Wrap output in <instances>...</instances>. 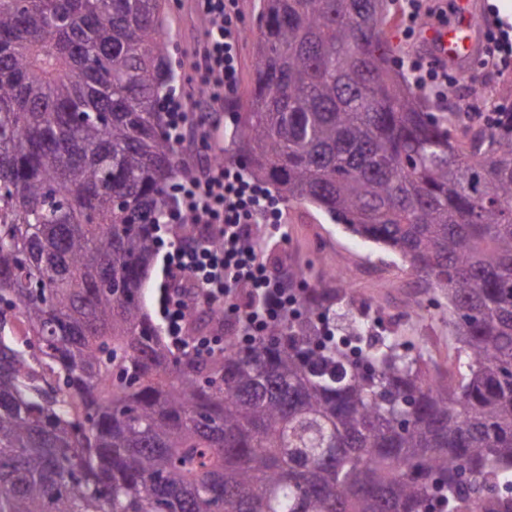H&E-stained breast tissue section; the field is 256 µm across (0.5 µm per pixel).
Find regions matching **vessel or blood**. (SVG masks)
<instances>
[{
    "instance_id": "1",
    "label": "vessel or blood",
    "mask_w": 512,
    "mask_h": 512,
    "mask_svg": "<svg viewBox=\"0 0 512 512\" xmlns=\"http://www.w3.org/2000/svg\"><path fill=\"white\" fill-rule=\"evenodd\" d=\"M477 19L469 6H462L457 22L448 27L433 24L423 29L424 45L428 53L439 63L458 67L465 59L479 52L480 45L473 34Z\"/></svg>"
}]
</instances>
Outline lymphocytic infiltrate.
<instances>
[{"label":"lymphocytic infiltrate","mask_w":512,"mask_h":512,"mask_svg":"<svg viewBox=\"0 0 512 512\" xmlns=\"http://www.w3.org/2000/svg\"><path fill=\"white\" fill-rule=\"evenodd\" d=\"M208 28L197 53L188 59L208 101L223 105L237 84L242 31L238 24V0H198ZM277 211L265 192L250 183L240 168L212 164L186 177L179 195L161 214L164 224L191 218L199 235L190 241H174L166 255V277L160 308L165 333L176 350L204 355L221 351L214 337L185 335L187 311L184 299L196 295L201 307L225 305L237 314L242 335L263 330L295 302L287 275H268L263 243L254 237L253 225L276 218ZM220 247H212L211 238ZM246 305H239L241 294Z\"/></svg>","instance_id":"lymphocytic-infiltrate-1"}]
</instances>
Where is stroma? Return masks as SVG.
<instances>
[{
	"label": "stroma",
	"instance_id": "35a3bbf8",
	"mask_svg": "<svg viewBox=\"0 0 512 512\" xmlns=\"http://www.w3.org/2000/svg\"><path fill=\"white\" fill-rule=\"evenodd\" d=\"M479 42L488 39L512 42V19L500 9L502 0H476ZM244 40L240 51L239 79L220 114V130L207 144L181 149V165L176 180L185 173L207 166L210 157L223 155L228 166H239L238 157L228 152L230 136L236 128L235 112L245 104L250 89L255 37L259 31L258 0H239ZM165 27L170 60L177 75V88L186 95L194 116H202L207 108L196 87L195 73L185 61L200 45L206 21L195 0H166ZM452 89L451 102H469L477 124L489 128L492 109L483 98L467 96L468 86L477 85L494 93L498 101L512 100V65L501 70L486 64L483 55H476L464 67L448 71ZM279 221L275 224L253 225L254 235L267 243L265 260L270 276H279L288 267L307 273L305 280L294 283L296 294L308 288H326L330 282L325 272L330 266L355 270L356 275L342 295L339 306L353 313L365 314L375 322L381 336L397 334L404 342L429 348L442 374L455 377L464 367L458 351L448 340V301L431 290L399 258L387 250L365 243L344 232L339 224L309 204H279ZM419 301L418 314H410L412 301Z\"/></svg>",
	"mask_w": 512,
	"mask_h": 512
}]
</instances>
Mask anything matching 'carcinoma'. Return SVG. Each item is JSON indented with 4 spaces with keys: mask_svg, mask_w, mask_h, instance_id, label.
<instances>
[{
    "mask_svg": "<svg viewBox=\"0 0 512 512\" xmlns=\"http://www.w3.org/2000/svg\"><path fill=\"white\" fill-rule=\"evenodd\" d=\"M395 0H260L247 175L448 298L455 383L304 316L170 353L144 301L179 169L165 0H0V512H499L512 481V111H430Z\"/></svg>",
    "mask_w": 512,
    "mask_h": 512,
    "instance_id": "obj_1",
    "label": "carcinoma"
}]
</instances>
